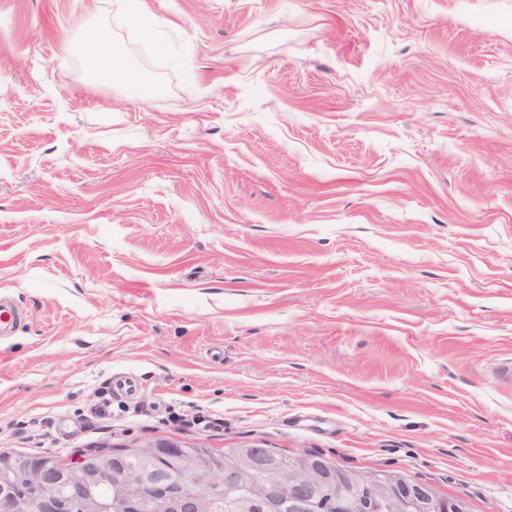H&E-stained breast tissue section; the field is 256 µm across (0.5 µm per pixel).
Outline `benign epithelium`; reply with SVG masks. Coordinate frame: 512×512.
<instances>
[{
  "instance_id": "benign-epithelium-1",
  "label": "benign epithelium",
  "mask_w": 512,
  "mask_h": 512,
  "mask_svg": "<svg viewBox=\"0 0 512 512\" xmlns=\"http://www.w3.org/2000/svg\"><path fill=\"white\" fill-rule=\"evenodd\" d=\"M15 474L10 462L0 464V512H61L57 469L35 471V487L39 491L35 501L11 491ZM305 474L306 463L300 458L281 471L277 479L260 486V491L268 496L285 491L301 503L323 495L333 500L336 512H468L465 500H442L427 485L410 481L397 472L379 476L338 471L336 480L329 484L320 477L308 479ZM243 477L244 464L239 463L191 475L183 482L152 486L130 473L112 468L111 455L93 453L82 454L69 463L67 493L82 504L83 512H126L146 499L159 505V512H165L173 498L183 499V512H195L193 502L240 485ZM101 483L119 489L121 495L108 500L95 497L92 487Z\"/></svg>"
}]
</instances>
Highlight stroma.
Returning a JSON list of instances; mask_svg holds the SVG:
<instances>
[{"label":"stroma","mask_w":512,"mask_h":512,"mask_svg":"<svg viewBox=\"0 0 512 512\" xmlns=\"http://www.w3.org/2000/svg\"><path fill=\"white\" fill-rule=\"evenodd\" d=\"M115 4L0 0V450H307L512 512V0H145L146 97L75 51Z\"/></svg>","instance_id":"obj_1"}]
</instances>
